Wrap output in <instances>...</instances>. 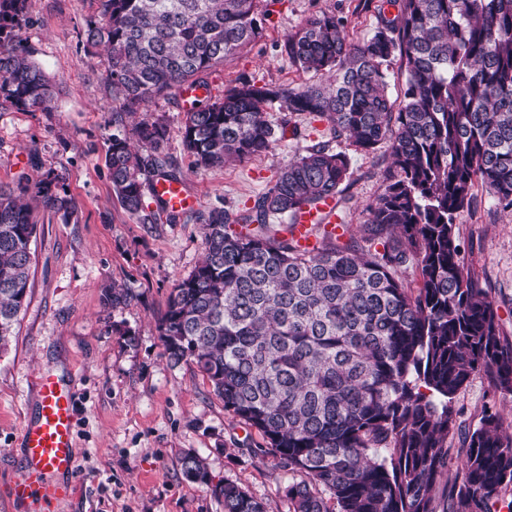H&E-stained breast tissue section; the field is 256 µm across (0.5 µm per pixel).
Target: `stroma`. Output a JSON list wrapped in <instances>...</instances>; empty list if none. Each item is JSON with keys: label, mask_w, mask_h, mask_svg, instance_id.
Returning <instances> with one entry per match:
<instances>
[{"label": "stroma", "mask_w": 512, "mask_h": 512, "mask_svg": "<svg viewBox=\"0 0 512 512\" xmlns=\"http://www.w3.org/2000/svg\"><path fill=\"white\" fill-rule=\"evenodd\" d=\"M376 3L278 0L263 37L209 74L212 97L244 79L291 89L317 82V75L288 60L285 36L305 19L330 13L360 41L376 23ZM99 6V0H28L19 40L54 83V108L0 106V184H17L23 176L34 183L50 171L77 205L65 221L36 193L27 195L37 221L29 296L8 348L0 351V512H38L30 502L8 499L7 490L22 463V426L38 415L36 379L46 371L70 385L75 419V494L56 512H224L206 486L182 475L178 459L189 450L205 459L213 481H236L268 512H288V473L251 453L261 436L225 410L195 363L174 367L164 355L157 324L172 288L203 255V230L190 210L173 224L139 223L115 194L106 153L113 133L130 132L133 121L126 115L113 122L105 51L87 50L84 31ZM187 98L174 91L150 103L147 113L166 126L180 180L203 209L251 202L308 146L331 139L326 123L275 108L270 120L298 129V136L245 162L198 171L181 144ZM335 147L348 155L351 176L347 202L331 221L365 223L368 206L384 189L390 144L381 142L370 153L346 141ZM459 234L467 262L492 290L504 335L512 337V210L499 209L478 190ZM114 285L129 293L115 307L105 298ZM458 405L474 423L484 406L505 410L512 399L478 374Z\"/></svg>", "instance_id": "35a3bbf8"}]
</instances>
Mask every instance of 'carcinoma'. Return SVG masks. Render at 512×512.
Listing matches in <instances>:
<instances>
[{
	"label": "carcinoma",
	"mask_w": 512,
	"mask_h": 512,
	"mask_svg": "<svg viewBox=\"0 0 512 512\" xmlns=\"http://www.w3.org/2000/svg\"><path fill=\"white\" fill-rule=\"evenodd\" d=\"M100 2L86 42L104 46L119 112L132 115L182 87H208L206 76L255 44L272 15L258 0ZM27 10L28 0H0V101L47 111L54 85L19 49ZM284 50L324 81L293 90L246 80L191 105L181 133L195 167L278 146L286 128L267 117L277 104L368 153L390 141L383 192L366 223L337 233L325 217L309 229L315 245H300L301 215L327 198L341 203L350 177L347 154L319 141L252 206L196 212L204 256L158 324L165 356L193 361L224 410L261 435L258 452L291 475L290 512H512V408L485 407L472 425L456 407L480 372L512 396V339L458 233L479 186L512 209V0H381L361 42L323 13L288 34ZM395 58L397 104L386 93ZM133 137L110 141L117 196L142 224L173 223L161 200L145 205L140 178L177 179L166 128L144 116ZM24 190L0 186V350L29 293L37 224ZM39 193L64 221L75 214L52 173ZM409 268L415 288L403 279ZM178 463L224 512H266L239 483L212 484L198 454Z\"/></svg>",
	"instance_id": "cac0c4a2"
}]
</instances>
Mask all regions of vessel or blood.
I'll return each instance as SVG.
<instances>
[{"label": "vessel or blood", "mask_w": 512, "mask_h": 512, "mask_svg": "<svg viewBox=\"0 0 512 512\" xmlns=\"http://www.w3.org/2000/svg\"><path fill=\"white\" fill-rule=\"evenodd\" d=\"M152 192L175 213L197 204L196 198L178 181L155 177ZM37 391L38 416L23 429L25 464L13 481L10 494L16 500L37 495L59 503L74 494L73 485L63 480L74 468L72 396L69 388L51 373L38 377Z\"/></svg>", "instance_id": "1"}]
</instances>
